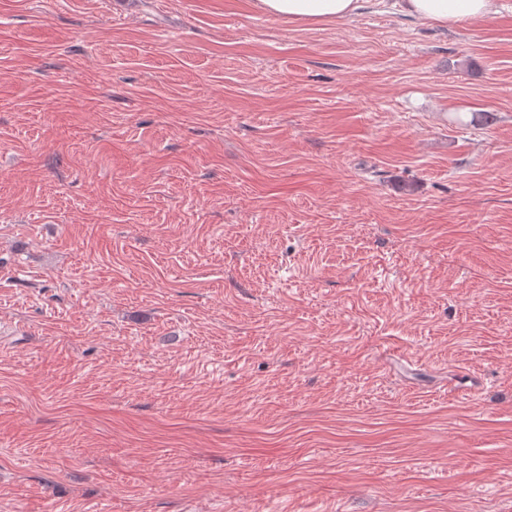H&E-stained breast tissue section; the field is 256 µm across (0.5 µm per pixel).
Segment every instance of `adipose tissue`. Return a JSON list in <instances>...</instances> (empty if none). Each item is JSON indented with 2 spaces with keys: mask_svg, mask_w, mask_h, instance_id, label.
<instances>
[{
  "mask_svg": "<svg viewBox=\"0 0 512 512\" xmlns=\"http://www.w3.org/2000/svg\"><path fill=\"white\" fill-rule=\"evenodd\" d=\"M258 12L291 24L342 20L356 14L361 0H252ZM404 15L452 27L485 20L497 13L496 0H396Z\"/></svg>",
  "mask_w": 512,
  "mask_h": 512,
  "instance_id": "obj_1",
  "label": "adipose tissue"
}]
</instances>
